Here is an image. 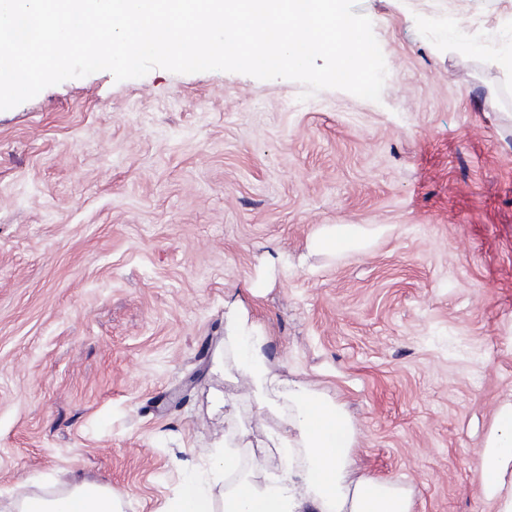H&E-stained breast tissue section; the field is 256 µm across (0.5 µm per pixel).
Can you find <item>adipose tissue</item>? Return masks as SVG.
<instances>
[{
  "instance_id": "1",
  "label": "adipose tissue",
  "mask_w": 512,
  "mask_h": 512,
  "mask_svg": "<svg viewBox=\"0 0 512 512\" xmlns=\"http://www.w3.org/2000/svg\"><path fill=\"white\" fill-rule=\"evenodd\" d=\"M226 330L237 349L236 369L248 395L261 414L284 421L271 442L286 463L265 484L239 481L224 496V512H413L410 490L353 476V419L334 399L271 371L268 333L242 301L228 303ZM479 470L484 496L496 504L497 512H512V393L495 409ZM119 498L112 488L85 483L54 498L19 494L18 512H116Z\"/></svg>"
}]
</instances>
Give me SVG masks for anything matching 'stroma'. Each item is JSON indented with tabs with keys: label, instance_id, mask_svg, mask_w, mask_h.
Wrapping results in <instances>:
<instances>
[{
	"label": "stroma",
	"instance_id": "stroma-1",
	"mask_svg": "<svg viewBox=\"0 0 512 512\" xmlns=\"http://www.w3.org/2000/svg\"><path fill=\"white\" fill-rule=\"evenodd\" d=\"M355 11L377 102L156 68L0 111V512L85 481L165 512L192 475L224 512L238 476L279 472L225 336L235 299L274 373L346 406L356 475L414 512H497L478 461L512 392V0ZM326 224L367 249H310Z\"/></svg>",
	"mask_w": 512,
	"mask_h": 512
}]
</instances>
